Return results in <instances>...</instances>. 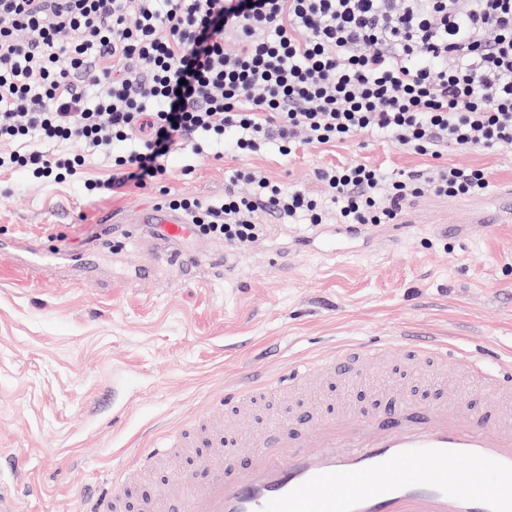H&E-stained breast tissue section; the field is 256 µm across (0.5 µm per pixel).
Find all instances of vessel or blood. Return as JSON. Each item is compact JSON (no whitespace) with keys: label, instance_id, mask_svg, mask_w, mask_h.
<instances>
[{"label":"vessel or blood","instance_id":"obj_1","mask_svg":"<svg viewBox=\"0 0 512 512\" xmlns=\"http://www.w3.org/2000/svg\"><path fill=\"white\" fill-rule=\"evenodd\" d=\"M137 221L173 244L191 234L182 214L162 206ZM29 252L39 273L66 259L42 244ZM393 345L419 367L460 369L491 404L474 412L444 399L424 402L401 388L387 392L369 415L306 406L253 433L249 454L239 459L235 438L224 433L225 416L316 380H357L389 353L380 345L342 346L279 377L249 379L210 403L190 429L143 449L141 470L186 448L198 449L202 459L200 478L161 489L142 512H512V412L498 404L512 398V367L490 370L483 357L452 351L415 327L401 329ZM126 509L125 491L115 487L98 496L91 512Z\"/></svg>","mask_w":512,"mask_h":512}]
</instances>
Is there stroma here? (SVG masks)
Returning a JSON list of instances; mask_svg holds the SVG:
<instances>
[{"label": "stroma", "mask_w": 512, "mask_h": 512, "mask_svg": "<svg viewBox=\"0 0 512 512\" xmlns=\"http://www.w3.org/2000/svg\"><path fill=\"white\" fill-rule=\"evenodd\" d=\"M354 158L394 173L429 163L365 138L287 156L275 143L247 157L215 149L200 161L187 143L170 155L163 184L173 197L215 200L235 170L251 167L318 195L316 170ZM443 160L489 171L485 195L423 192L399 223L366 225L344 255L323 248L332 224L273 223L243 249L195 237L181 242L188 261L178 269L159 246L122 241L123 222L157 193L86 190L111 177V160L87 157L81 178L59 183L0 169V454L23 457L15 480L36 487L20 494L17 512H85L88 493L255 370L275 374L408 325L491 360L512 356V223L481 222L512 186V148H451ZM112 220L114 243L88 254ZM33 241L74 259L32 276ZM366 372L354 386L330 383L336 403L365 409L397 382L429 390L439 379L451 380L455 402L477 399L461 374L420 369L397 351Z\"/></svg>", "instance_id": "35a3bbf8"}]
</instances>
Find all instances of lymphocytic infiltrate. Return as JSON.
Listing matches in <instances>:
<instances>
[{
    "label": "lymphocytic infiltrate",
    "instance_id": "obj_1",
    "mask_svg": "<svg viewBox=\"0 0 512 512\" xmlns=\"http://www.w3.org/2000/svg\"><path fill=\"white\" fill-rule=\"evenodd\" d=\"M364 133L432 163L320 169L319 196L241 169L247 191L166 204L242 247L269 219L392 224L422 191L484 193L486 169L442 156L512 148V0H0V142L78 139L111 158V187H158L196 139L246 155L274 137L288 154ZM83 163L0 152V169L57 182Z\"/></svg>",
    "mask_w": 512,
    "mask_h": 512
}]
</instances>
